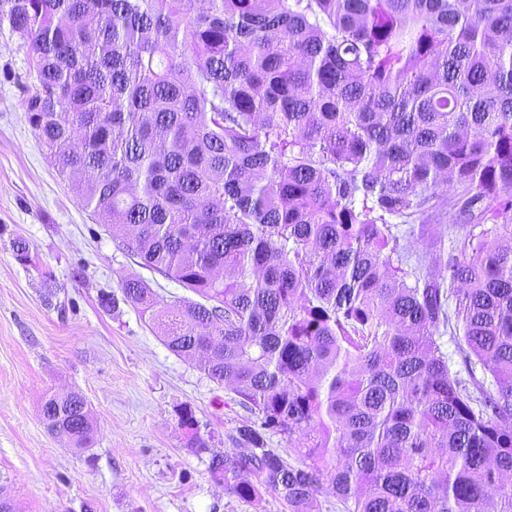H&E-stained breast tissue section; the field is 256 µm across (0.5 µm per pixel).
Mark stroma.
I'll list each match as a JSON object with an SVG mask.
<instances>
[{"instance_id": "35a3bbf8", "label": "stroma", "mask_w": 512, "mask_h": 512, "mask_svg": "<svg viewBox=\"0 0 512 512\" xmlns=\"http://www.w3.org/2000/svg\"><path fill=\"white\" fill-rule=\"evenodd\" d=\"M29 48L0 25V495L14 512H288L268 493L249 503L211 476V453L233 449L248 418L230 385L167 349L124 303L136 275L160 297L187 291L119 249L80 204L29 125ZM29 247L27 261L11 248ZM116 301L104 309L103 299ZM80 392L96 421L92 447L50 435L41 403ZM190 406L210 450L188 448Z\"/></svg>"}]
</instances>
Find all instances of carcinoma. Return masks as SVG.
<instances>
[{"label": "carcinoma", "mask_w": 512, "mask_h": 512, "mask_svg": "<svg viewBox=\"0 0 512 512\" xmlns=\"http://www.w3.org/2000/svg\"><path fill=\"white\" fill-rule=\"evenodd\" d=\"M4 21L59 174L119 247L201 297L171 311L122 281L249 412L213 479L289 512L323 495L512 512V0H0ZM442 206L465 236L434 277L415 244ZM393 216L418 229L393 234ZM42 414L91 445L81 394ZM179 423L210 451L191 408Z\"/></svg>", "instance_id": "1"}]
</instances>
